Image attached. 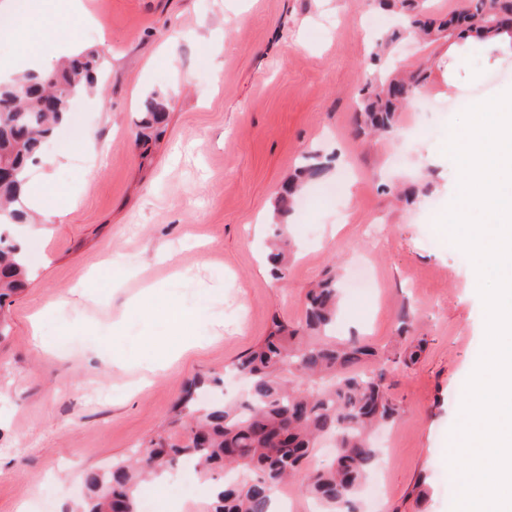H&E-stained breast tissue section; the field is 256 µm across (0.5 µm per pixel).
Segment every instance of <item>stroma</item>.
<instances>
[{"mask_svg": "<svg viewBox=\"0 0 512 512\" xmlns=\"http://www.w3.org/2000/svg\"><path fill=\"white\" fill-rule=\"evenodd\" d=\"M84 2L95 18L84 41L106 69L48 144L66 161L30 170L58 188L62 214L29 234L37 275L0 305V512H74L87 472L166 428L188 383L244 355L273 317L303 324L309 290L330 275L337 341L389 349L406 331L424 345L388 374L401 413L383 493L360 495L361 512H453L460 383L482 353L486 312L472 261L434 227L459 181L443 145L463 104L512 90V45L457 55L454 38L403 30L373 61L375 39L402 24L379 0ZM393 70L424 71L421 98L391 133L369 136L360 90ZM155 93L166 125L145 147L139 121ZM77 127L93 129L94 154L64 152ZM311 152L325 173L276 216ZM280 222L292 255L276 281L265 246ZM171 301L194 310L198 343L154 373L157 348L175 340L162 314ZM140 494L155 512H201L211 486L179 468Z\"/></svg>", "mask_w": 512, "mask_h": 512, "instance_id": "35a3bbf8", "label": "stroma"}]
</instances>
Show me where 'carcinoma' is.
<instances>
[{"instance_id":"carcinoma-1","label":"carcinoma","mask_w":512,"mask_h":512,"mask_svg":"<svg viewBox=\"0 0 512 512\" xmlns=\"http://www.w3.org/2000/svg\"><path fill=\"white\" fill-rule=\"evenodd\" d=\"M509 23L512 0H467L444 19L415 18L411 26L427 38L458 30L490 37ZM104 67V55L87 49L58 70L0 84V165L13 172L9 178L0 176V300L25 288L32 278L21 246L6 234L8 227L28 218L21 198L27 170L42 157L55 125L69 111L67 91L93 87ZM419 84L414 75L400 80L375 75L362 88L359 111L372 129L389 133L398 108L417 95ZM163 111L161 100L149 99L142 120L144 140L158 135ZM313 158L304 157L299 182L278 198L279 214L291 209L301 182L325 171ZM275 238L268 259L272 277L279 280L288 272V239L280 232ZM336 298L335 279L318 283L308 294L303 324L273 318L267 336L224 366V373L246 380L243 400L226 402L215 394L224 382L221 377L193 380L169 422L173 433L157 435L108 472L86 475L89 495L81 512H140L141 483L187 462L214 482L204 512H271L277 494L297 479L320 512H356L358 488L378 460L370 432L400 414L389 394L387 373L393 365L415 363L423 340L387 352L355 339L338 345L321 335L334 320ZM290 373L325 384L295 385ZM324 438L336 441L335 459L326 468H306Z\"/></svg>"}]
</instances>
